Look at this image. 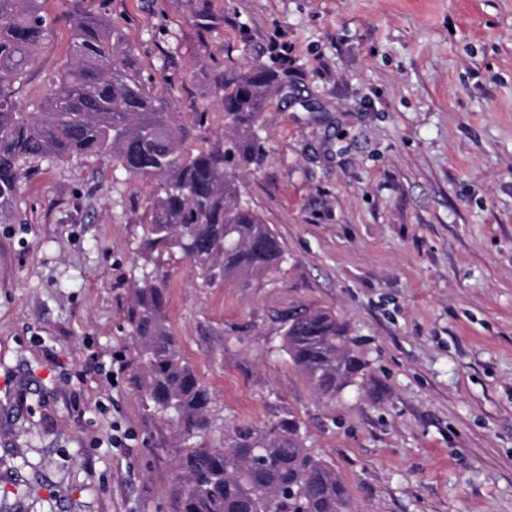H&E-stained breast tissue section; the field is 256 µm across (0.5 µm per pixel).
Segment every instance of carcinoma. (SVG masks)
<instances>
[{
	"instance_id": "1",
	"label": "carcinoma",
	"mask_w": 512,
	"mask_h": 512,
	"mask_svg": "<svg viewBox=\"0 0 512 512\" xmlns=\"http://www.w3.org/2000/svg\"><path fill=\"white\" fill-rule=\"evenodd\" d=\"M85 3L73 0L70 62L26 112L17 95L52 23L41 0H0V219H17L22 167L42 159L110 155L127 173L155 181L142 224L146 265L127 321L149 410L182 438L175 512H349L336 469L306 447L303 423L291 412L261 426L226 425L219 447L193 442L216 430L212 393L171 330L163 277L147 267L156 263L153 254L177 252L205 282L244 287L279 270L281 244L242 199L236 171L262 159L257 129L280 75L260 64L224 73V125L231 135L189 149L123 32ZM283 347L321 397L336 398L363 375L346 326L328 310L289 316Z\"/></svg>"
}]
</instances>
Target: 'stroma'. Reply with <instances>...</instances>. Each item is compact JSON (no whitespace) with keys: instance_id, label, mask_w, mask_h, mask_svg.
<instances>
[{"instance_id":"stroma-1","label":"stroma","mask_w":512,"mask_h":512,"mask_svg":"<svg viewBox=\"0 0 512 512\" xmlns=\"http://www.w3.org/2000/svg\"><path fill=\"white\" fill-rule=\"evenodd\" d=\"M190 148L224 141V73L282 85L241 193L286 260L242 288L163 256L167 315L213 415L294 412L353 512H512V0H88ZM18 100L71 52L70 0ZM155 184L111 157L23 171L0 223V512H172L178 437L126 321ZM330 310L366 366L320 398L282 348ZM121 361L112 374L113 361Z\"/></svg>"}]
</instances>
